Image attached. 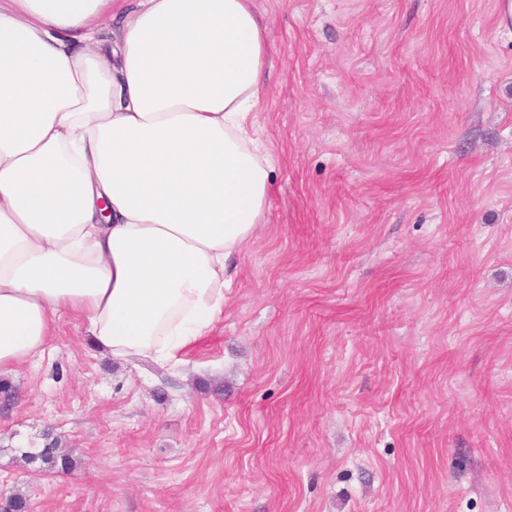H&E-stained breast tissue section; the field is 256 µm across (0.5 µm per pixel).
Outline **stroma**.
Instances as JSON below:
<instances>
[{
  "label": "stroma",
  "instance_id": "1",
  "mask_svg": "<svg viewBox=\"0 0 512 512\" xmlns=\"http://www.w3.org/2000/svg\"><path fill=\"white\" fill-rule=\"evenodd\" d=\"M270 202L160 385L63 318L0 375L29 512H512V28L499 0H253ZM62 448L37 471L23 452Z\"/></svg>",
  "mask_w": 512,
  "mask_h": 512
}]
</instances>
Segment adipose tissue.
<instances>
[{"label":"adipose tissue","instance_id":"adipose-tissue-1","mask_svg":"<svg viewBox=\"0 0 512 512\" xmlns=\"http://www.w3.org/2000/svg\"><path fill=\"white\" fill-rule=\"evenodd\" d=\"M252 0H0V373L62 316L165 362L224 313L274 159Z\"/></svg>","mask_w":512,"mask_h":512}]
</instances>
